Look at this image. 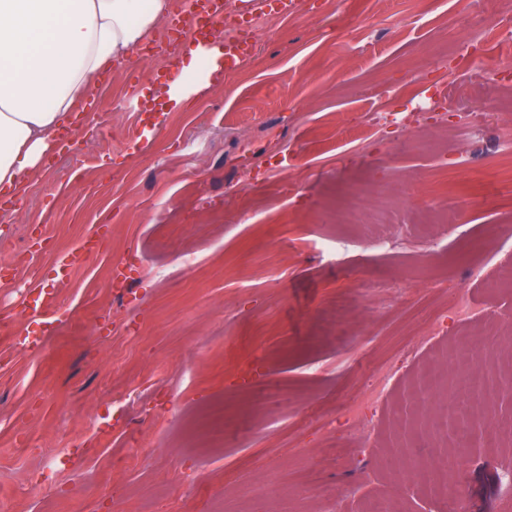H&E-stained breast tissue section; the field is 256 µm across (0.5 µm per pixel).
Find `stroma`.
Listing matches in <instances>:
<instances>
[{"instance_id":"1","label":"stroma","mask_w":512,"mask_h":512,"mask_svg":"<svg viewBox=\"0 0 512 512\" xmlns=\"http://www.w3.org/2000/svg\"><path fill=\"white\" fill-rule=\"evenodd\" d=\"M469 14L304 0L261 15L254 56L148 141L131 87L163 57L102 76L77 152L0 219V512H360L394 494L407 512H512V441L460 454L451 503L382 465L402 408L433 412L410 395L417 374L477 329L452 318L445 341L416 344L429 309L467 292L512 313V289L490 299L469 276L495 232L512 236V161L445 165L430 132L440 107L449 126L484 109L486 139L512 131L511 110L458 93L512 63L495 27L472 41ZM384 112L401 154L372 123ZM393 224L427 232L374 248ZM99 228V252L57 275ZM37 295L57 326L30 350ZM381 366L400 375L390 401L346 420Z\"/></svg>"}]
</instances>
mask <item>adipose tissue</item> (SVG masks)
Listing matches in <instances>:
<instances>
[{
	"mask_svg": "<svg viewBox=\"0 0 512 512\" xmlns=\"http://www.w3.org/2000/svg\"><path fill=\"white\" fill-rule=\"evenodd\" d=\"M170 10V0H0V190L22 193L76 106L109 65L132 59ZM195 45L164 113L187 107L210 86Z\"/></svg>",
	"mask_w": 512,
	"mask_h": 512,
	"instance_id": "ef3b65f1",
	"label": "adipose tissue"
}]
</instances>
